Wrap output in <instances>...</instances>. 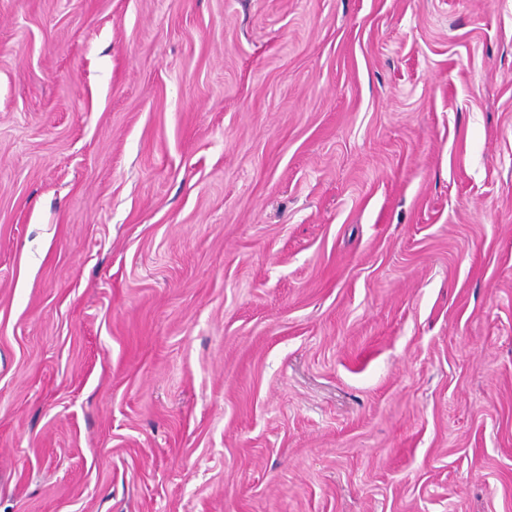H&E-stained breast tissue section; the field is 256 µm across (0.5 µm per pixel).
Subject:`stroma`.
<instances>
[{
  "instance_id": "35a3bbf8",
  "label": "stroma",
  "mask_w": 512,
  "mask_h": 512,
  "mask_svg": "<svg viewBox=\"0 0 512 512\" xmlns=\"http://www.w3.org/2000/svg\"><path fill=\"white\" fill-rule=\"evenodd\" d=\"M0 512H512V0H0Z\"/></svg>"
}]
</instances>
